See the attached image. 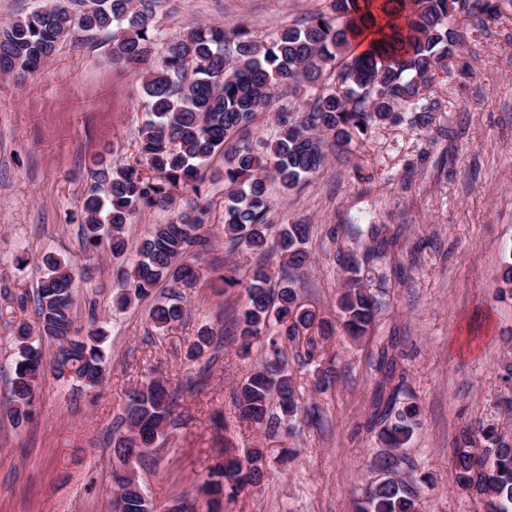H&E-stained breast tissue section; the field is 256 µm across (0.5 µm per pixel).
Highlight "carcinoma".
<instances>
[{
	"label": "carcinoma",
	"instance_id": "1",
	"mask_svg": "<svg viewBox=\"0 0 512 512\" xmlns=\"http://www.w3.org/2000/svg\"><path fill=\"white\" fill-rule=\"evenodd\" d=\"M303 21L259 38L239 25L192 26L169 45L161 60L142 69L156 50L161 32L155 0H56L8 25L0 24V74L23 79L49 62L67 35L112 29L108 56L142 74L148 98L139 128L134 162H98L94 184L83 200V244L90 255L128 249L127 225L145 210L168 209L187 193L196 201L156 224L138 248L137 259L116 268L113 304L126 309L150 297L162 282L172 289L152 308V323L168 330L187 308L180 292L199 279L189 257L205 249L203 228L211 206L201 192L211 163L221 160L224 180V237L259 255L245 274L247 301L239 316V353L246 357L264 333L273 357L250 373L236 391L238 419L268 425L270 403L278 399L283 416L293 417L298 399L292 377L280 361L281 345L304 344L307 359L323 358L318 343L304 334L314 321L300 304L294 271L308 261L310 226L299 222L274 227L272 185L290 190L320 171L333 150L362 141L377 124H396L412 114L414 126L430 130L442 111L438 86L448 78V61L464 45L456 21L475 19L485 28L512 20V0H382L392 13L390 34L366 51L358 37L366 24L362 0H318ZM275 126L268 141L256 136L259 124ZM282 260L280 273L265 257ZM37 287L38 337L26 323L15 340L20 348L9 393L13 425L29 422L38 410L45 364L59 379L76 378L90 390L105 379L106 333L76 326L74 274L68 263L47 255ZM360 260L337 301L344 333L359 341L372 330L379 299L361 285ZM54 347L45 360L43 342ZM214 341L199 331L187 356L197 359ZM337 378L334 365L317 364L318 385ZM399 391L387 399L377 422L383 450L374 458V480L367 484L358 512H421L415 488L404 478L409 466L402 449L412 436L419 407L398 405ZM174 396L168 383L153 378L129 394L128 435L114 447L128 465L156 448L171 418ZM267 449L229 454L209 470L206 492L214 512L260 485ZM457 485L486 501V512H512V436L491 426L463 431L454 450ZM117 492L112 512H154L136 476L113 471Z\"/></svg>",
	"mask_w": 512,
	"mask_h": 512
}]
</instances>
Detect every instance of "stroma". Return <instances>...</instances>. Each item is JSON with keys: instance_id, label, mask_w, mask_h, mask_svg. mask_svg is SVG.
<instances>
[{"instance_id": "obj_1", "label": "stroma", "mask_w": 512, "mask_h": 512, "mask_svg": "<svg viewBox=\"0 0 512 512\" xmlns=\"http://www.w3.org/2000/svg\"><path fill=\"white\" fill-rule=\"evenodd\" d=\"M317 7V0H157L156 16L170 44L200 23L240 24L262 37ZM111 37L78 33L27 79L0 76V512H112L114 440L128 392L152 377L178 392L174 426L135 466L157 512L180 502L208 512L201 486L228 447H263L268 457L264 482L226 512H355L381 449L369 421L395 388L400 401L420 408L404 453L424 512H485L457 487L451 456L467 426L512 430V299L498 296L512 254V21L490 29L468 23L439 87L434 129L373 126L365 146L331 155L310 181L277 193V221L311 227L310 259L296 279L300 302L318 320H337L342 251L375 247L374 225L398 241L361 271L382 302L369 338L355 342L338 329L327 343L339 372L330 388L316 387L303 347L284 345L300 410L272 435L236 418L237 387L271 352L260 339L250 357L237 354L246 292L223 277L255 256L227 244L223 182L203 192L217 209L205 228L209 243L194 258L200 277L182 291L188 314L178 326L156 329L150 299L116 310V260L84 253L82 201L95 164L132 156L144 119L141 80L108 59ZM355 226L360 236H352ZM48 253L93 269L91 279L75 281L76 324L105 329L106 377L91 393L46 372L38 416L17 427L6 415L19 353L14 329L38 323L34 297ZM20 255L28 267L16 266ZM205 327L223 337V349L211 360L188 359ZM383 349L393 371L378 368ZM196 376L201 384L190 385Z\"/></svg>"}]
</instances>
